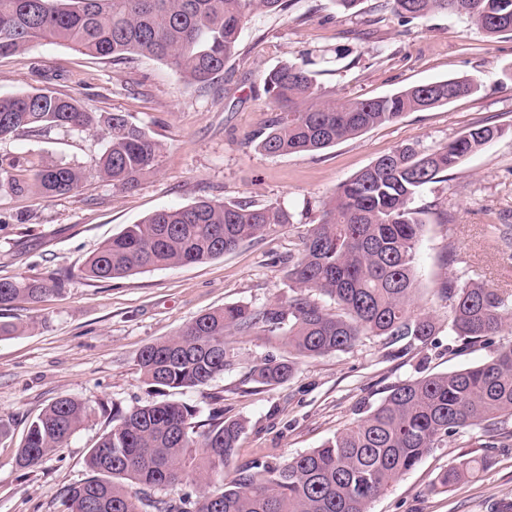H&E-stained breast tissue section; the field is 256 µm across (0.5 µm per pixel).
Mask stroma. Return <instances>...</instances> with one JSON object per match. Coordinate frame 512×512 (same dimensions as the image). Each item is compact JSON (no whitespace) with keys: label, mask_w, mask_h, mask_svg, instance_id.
I'll use <instances>...</instances> for the list:
<instances>
[{"label":"stroma","mask_w":512,"mask_h":512,"mask_svg":"<svg viewBox=\"0 0 512 512\" xmlns=\"http://www.w3.org/2000/svg\"><path fill=\"white\" fill-rule=\"evenodd\" d=\"M378 0L344 13L334 0H294L285 12L257 13L243 25L239 51L210 87L187 86L166 62L136 56L96 59L45 41L0 58V96L48 89L79 98L89 111L122 112L161 145L155 171L131 191L93 173L106 145L101 129L55 128L0 140V167L17 178L66 161L87 170L78 193L41 200L0 192V280L64 275L60 290L0 312L19 325L0 340V512H64L65 490L84 480L88 450L112 427V409L153 400L137 366L144 346L175 335L192 318L227 304L260 307L291 293L288 261L317 223L337 186L393 150L443 146L475 126L501 137L466 157L447 181L424 188L414 205L425 221L415 264L414 302L437 322L427 344L365 336L352 349L299 360L289 380L265 387L248 379L265 358H282L281 337H230L233 370L199 389L173 390L198 420L215 411L246 422L236 464L281 462L321 446L378 404L399 382L481 363L496 344L462 347L437 289L448 278L512 290V261L488 233L512 234V37L490 39L466 20L434 14L402 25ZM307 57L317 82L337 99H370L449 78L473 77L477 93L369 129L317 152L271 157L249 141L277 115L262 75ZM200 199L278 204L289 224L202 263L89 282L86 259L126 225L162 208ZM90 413L67 447L32 469L16 461L30 423L59 397ZM494 436L491 468L444 489L450 465L478 455L475 430L445 436L370 505V512H512V417Z\"/></svg>","instance_id":"1"}]
</instances>
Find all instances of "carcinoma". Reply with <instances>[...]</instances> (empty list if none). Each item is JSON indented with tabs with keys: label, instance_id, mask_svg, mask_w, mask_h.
<instances>
[{
	"label": "carcinoma",
	"instance_id": "carcinoma-1",
	"mask_svg": "<svg viewBox=\"0 0 512 512\" xmlns=\"http://www.w3.org/2000/svg\"><path fill=\"white\" fill-rule=\"evenodd\" d=\"M290 0H0V56L49 41L102 59L152 57L179 71L188 86L208 87L237 52L243 23L258 12H281ZM406 23L433 14L463 17L485 36L512 35V0H383ZM263 89L280 110L264 132L252 135L270 156L313 152L448 103V81L408 87L389 96L336 101L318 93L306 60L286 61L263 73ZM106 131L96 174L121 189L136 187L155 170L161 145L127 115L89 112L79 100L38 89L0 97V139L52 127ZM501 135L477 126L431 150L406 145L378 158L341 183L319 223L302 238L301 256L288 269L292 295L258 308L231 304L190 320L173 337L151 343L137 365L156 391L196 389L235 367L228 337L280 336L288 357L266 359L249 371L264 387L286 382L297 360L353 348L363 336L389 343H427L433 317L415 309V260L424 220L412 207L429 184ZM85 171L60 162L19 180L0 167V191L39 199L75 194ZM291 223L273 204L199 200L153 212L126 226L81 269L91 281L127 277L149 268L201 263ZM54 276L0 281V310L38 301L61 286ZM334 299L332 312L311 299ZM464 345L490 342L512 326V295L477 280L448 278L438 288ZM90 412L70 397L51 402L30 426L17 462L39 465L68 445ZM512 416V341L488 360L447 373L405 380L367 414L318 448L279 464L253 461L226 475L245 422L227 418L198 424L196 410L171 400L147 402L113 415L115 424L89 449V475L67 489V512H369L370 503L412 470L442 437L461 428L482 435ZM492 466L472 456L439 478L448 489ZM178 483L201 487L195 496L152 498L144 489Z\"/></svg>",
	"mask_w": 512,
	"mask_h": 512
}]
</instances>
